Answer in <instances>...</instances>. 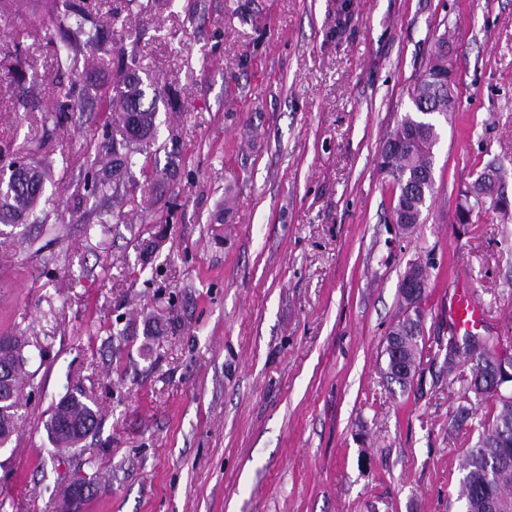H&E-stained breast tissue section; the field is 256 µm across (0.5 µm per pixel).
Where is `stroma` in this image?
I'll use <instances>...</instances> for the list:
<instances>
[{"mask_svg":"<svg viewBox=\"0 0 512 512\" xmlns=\"http://www.w3.org/2000/svg\"><path fill=\"white\" fill-rule=\"evenodd\" d=\"M89 2L110 61L89 74L57 72L43 31L0 28V148L55 161L39 223L0 224V333L40 348L0 512H61L76 473L79 512H448L478 436L450 434L463 390L438 381L456 289L512 347V219L488 203L457 221L487 165L512 199V0H141L132 30L127 0ZM443 36L456 108L405 234L378 154ZM130 56L170 93L166 175L133 169L102 227L83 176ZM71 87L89 108L45 121ZM416 260L423 354L404 392L380 353ZM75 387L99 428L57 453L45 422Z\"/></svg>","mask_w":512,"mask_h":512,"instance_id":"1","label":"stroma"}]
</instances>
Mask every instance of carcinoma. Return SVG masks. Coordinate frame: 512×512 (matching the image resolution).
<instances>
[{"instance_id": "1", "label": "carcinoma", "mask_w": 512, "mask_h": 512, "mask_svg": "<svg viewBox=\"0 0 512 512\" xmlns=\"http://www.w3.org/2000/svg\"><path fill=\"white\" fill-rule=\"evenodd\" d=\"M36 10L31 25L59 35L55 50L57 70H67L76 75L80 69L98 62L90 54L100 45V24L89 10L86 0H34ZM448 50L445 41L436 44L432 61L414 85L411 93V110L403 115L389 134V149L381 150V169L391 178L395 199L392 214L398 223L405 225L403 231L411 233L410 225L424 223L423 210L426 201L434 192V150L439 143L440 133L436 119L428 120L419 116L423 111L433 112L444 118L454 108L448 105V88L436 78L448 76ZM161 91L156 89L147 97L145 81L140 75L136 59L119 75L112 86L108 111L112 120V182L99 179L96 173L88 171L84 176V190L93 196H120L125 188L123 177L136 165H141L150 177L159 176L158 170L149 169L150 149L156 120L157 100ZM81 109V98L73 93L55 102L45 120L55 124L67 118L70 112ZM144 162H139V157ZM31 167L12 158L7 167L18 165L10 172L8 182L0 186V222L23 224L43 197L46 182L51 180L50 164L33 154ZM485 196L475 188L465 194L461 205L462 215L458 223H469V216L482 205ZM419 297L412 313H403L393 326L391 333L403 342L404 363L412 374H403L397 369L396 357L390 345H385L384 372L386 378L406 391L415 382L421 362V324L424 320L422 302ZM472 334L457 335L455 328H449L448 343H462L463 355L470 362L471 378L464 379L465 401L460 403L449 422V429L459 432L468 426L476 415L477 406L492 404L490 413L481 422L476 442L465 449L460 463L462 478L457 501L460 512H512V387L502 393L493 390L496 367L500 366L498 340L483 336L475 344L469 343ZM30 347L26 336H0V353L13 356L17 365L7 376L8 391L5 407L8 414L0 415V445L8 444L22 418V410L28 404L24 394L26 382L34 373L27 369L26 357L22 351ZM68 413L59 415L53 407L47 422V431L55 447L63 445L75 448L96 429V404L85 390L76 388L66 394Z\"/></svg>"}]
</instances>
